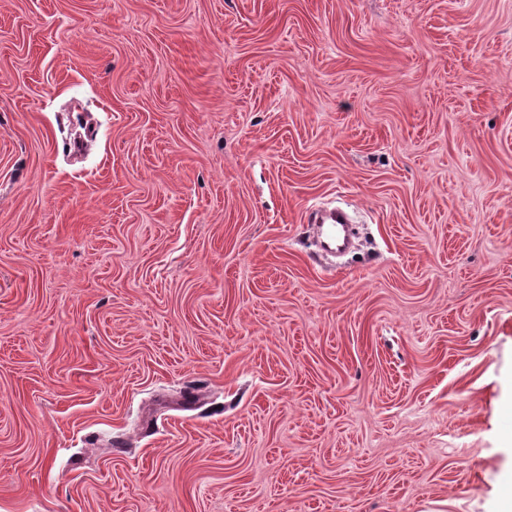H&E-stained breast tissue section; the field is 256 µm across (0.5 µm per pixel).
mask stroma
Segmentation results:
<instances>
[{"label":"stroma","instance_id":"35a3bbf8","mask_svg":"<svg viewBox=\"0 0 512 512\" xmlns=\"http://www.w3.org/2000/svg\"><path fill=\"white\" fill-rule=\"evenodd\" d=\"M510 431L512 0H0V512H496Z\"/></svg>","mask_w":512,"mask_h":512}]
</instances>
